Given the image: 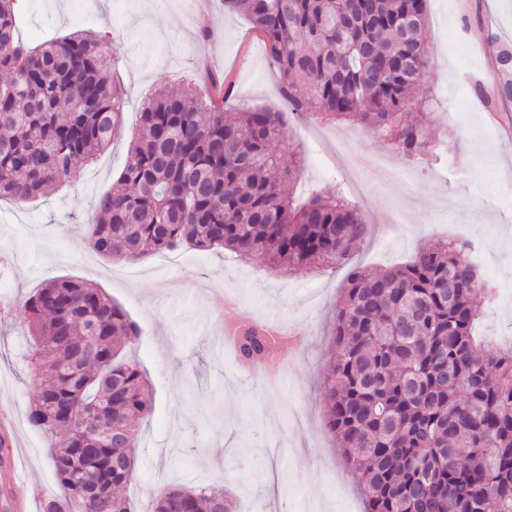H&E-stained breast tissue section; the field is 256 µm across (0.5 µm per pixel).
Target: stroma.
Returning <instances> with one entry per match:
<instances>
[{"label":"stroma","instance_id":"stroma-1","mask_svg":"<svg viewBox=\"0 0 512 512\" xmlns=\"http://www.w3.org/2000/svg\"><path fill=\"white\" fill-rule=\"evenodd\" d=\"M17 17L22 40L33 46L81 30L115 44L111 77L125 106L114 143L77 169L71 188L32 202L0 200V399L11 401L16 416V442L0 457L22 463L32 487L58 491L51 438L27 422L37 386L23 302L49 281L74 277L104 288L140 326L131 353L149 408L135 425L136 472L127 487L138 512L176 482L233 495L239 512H277L282 498L288 512H364L326 426L322 385L345 269L273 268L228 250L106 260L84 246L81 227L128 162L144 98L190 84L210 102L217 87L209 74L229 75L225 110L282 113L274 148L303 160L289 185L294 201L316 188L340 190L363 210L369 233L352 251L355 263L377 272L449 237L479 242L492 297L481 305L477 332L486 341L512 336V135L505 127L512 100L491 103L478 92L471 74L487 60L463 34L468 28L512 46V0H429L430 64L417 108L430 113L439 137L421 163L392 156L364 124L327 126L286 112L258 32L224 0H210L205 19L198 0H22ZM452 41L465 44V55L449 53ZM340 140L388 155L393 186L368 182L354 192L351 156L336 151ZM275 317L299 333L298 345L260 369L241 368L224 347L226 324Z\"/></svg>","mask_w":512,"mask_h":512}]
</instances>
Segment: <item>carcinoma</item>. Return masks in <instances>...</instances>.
Listing matches in <instances>:
<instances>
[{
	"mask_svg": "<svg viewBox=\"0 0 512 512\" xmlns=\"http://www.w3.org/2000/svg\"><path fill=\"white\" fill-rule=\"evenodd\" d=\"M15 0H0V198L33 201L72 183L114 140L123 96L115 48L72 33L39 48L18 34ZM262 33L289 111L319 123L357 119L397 154L427 155L429 113L409 120L429 64L427 0H224ZM283 115L204 105L162 89L141 112L120 188L100 195L86 246L112 260L145 249L228 248L292 269L346 265L366 232L341 191L296 205L283 182L298 161L276 154ZM469 242L417 249L373 275L350 267L323 379L327 427L354 471L364 512H512V343L480 348L476 299L487 291ZM39 396L32 427L63 494L47 512H136L134 419L144 377L122 357L138 324L99 287L55 279L25 302ZM260 368L292 337L249 321L224 337ZM153 512H232L203 485H174Z\"/></svg>",
	"mask_w": 512,
	"mask_h": 512,
	"instance_id": "cac0c4a2",
	"label": "carcinoma"
}]
</instances>
